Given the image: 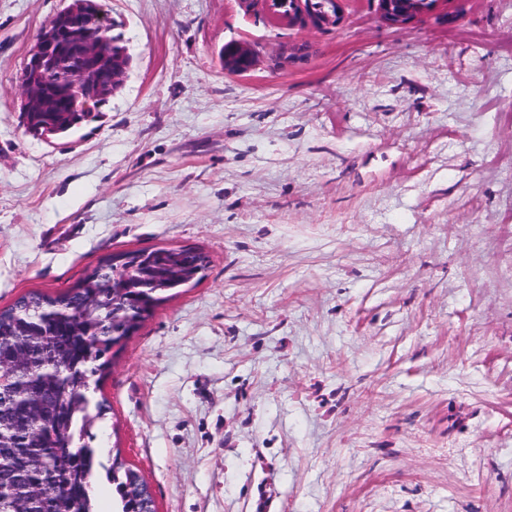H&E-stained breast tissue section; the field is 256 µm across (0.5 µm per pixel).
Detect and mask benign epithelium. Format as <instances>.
Here are the masks:
<instances>
[{
  "instance_id": "benign-epithelium-1",
  "label": "benign epithelium",
  "mask_w": 512,
  "mask_h": 512,
  "mask_svg": "<svg viewBox=\"0 0 512 512\" xmlns=\"http://www.w3.org/2000/svg\"><path fill=\"white\" fill-rule=\"evenodd\" d=\"M384 19L391 25H401L424 13L427 0H378ZM340 13L317 16L308 9V0H296V10L288 13L292 24L315 26L336 24ZM106 29L107 17L100 13L97 0H71L45 25L28 51L21 78L24 103L21 106L22 125H28L31 112H51L58 99L61 85L80 96L102 101L121 85L129 66L126 48H107L93 39L87 28L90 23ZM224 70L235 73L250 69L255 52L244 46L230 45L223 49ZM55 72L58 81L51 84L45 76Z\"/></svg>"
}]
</instances>
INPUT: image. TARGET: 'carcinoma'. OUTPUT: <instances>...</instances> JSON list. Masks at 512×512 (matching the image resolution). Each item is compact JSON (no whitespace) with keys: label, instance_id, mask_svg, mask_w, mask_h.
<instances>
[{"label":"carcinoma","instance_id":"cac0c4a2","mask_svg":"<svg viewBox=\"0 0 512 512\" xmlns=\"http://www.w3.org/2000/svg\"><path fill=\"white\" fill-rule=\"evenodd\" d=\"M82 99L62 97L60 111L36 112L30 127L53 125L62 137L80 124ZM141 268L113 271L112 256L67 291H29L0 309V512H95L90 479L105 471L118 512H149L141 475L119 455L106 465L91 445L107 406L91 403L127 336L129 316L168 299L157 277L195 268L197 251L163 247Z\"/></svg>","mask_w":512,"mask_h":512}]
</instances>
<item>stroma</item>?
<instances>
[{"label": "stroma", "mask_w": 512, "mask_h": 512, "mask_svg": "<svg viewBox=\"0 0 512 512\" xmlns=\"http://www.w3.org/2000/svg\"><path fill=\"white\" fill-rule=\"evenodd\" d=\"M100 3L130 67L51 145L20 77L68 0H0V308L115 251L209 265L113 359L96 445L157 512H512V0ZM296 1V10L294 12L288 13V21L292 24H299V25H305V24H312L315 26H321V25H327L332 24L335 25L338 23L341 19L338 5L335 13L329 15V16H317L313 14L308 9V0H295ZM432 2L437 0H431ZM427 0H378L380 10L383 14L384 19L391 25H401L415 15L422 14L429 9L423 10L425 4L431 2ZM399 4L401 11L395 13L393 6ZM224 70L235 73L250 69L256 60L255 52L248 47L230 45L223 49Z\"/></svg>", "instance_id": "1"}]
</instances>
